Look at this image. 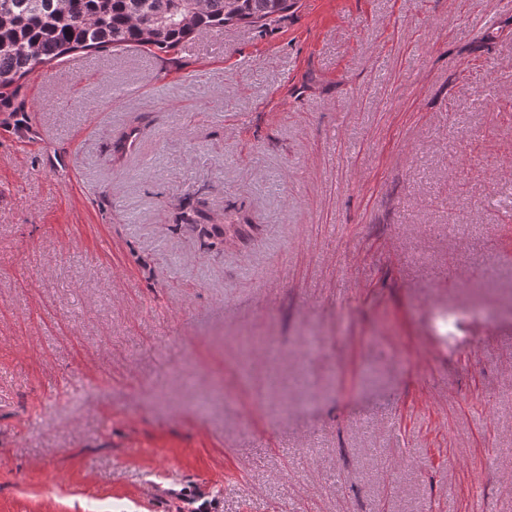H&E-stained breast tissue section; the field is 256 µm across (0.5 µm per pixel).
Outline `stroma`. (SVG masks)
Masks as SVG:
<instances>
[{
	"instance_id": "obj_1",
	"label": "stroma",
	"mask_w": 512,
	"mask_h": 512,
	"mask_svg": "<svg viewBox=\"0 0 512 512\" xmlns=\"http://www.w3.org/2000/svg\"><path fill=\"white\" fill-rule=\"evenodd\" d=\"M89 58L0 124V512H512V0Z\"/></svg>"
}]
</instances>
